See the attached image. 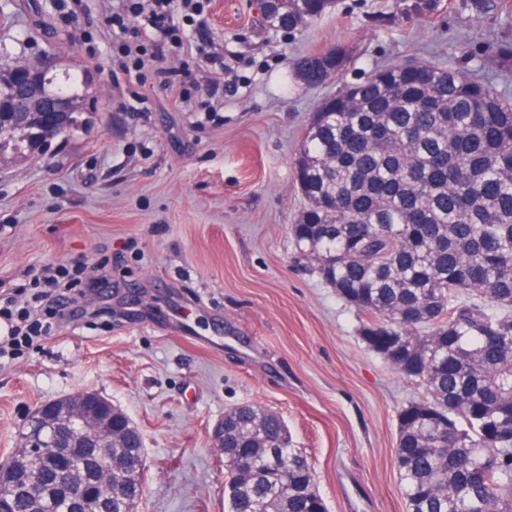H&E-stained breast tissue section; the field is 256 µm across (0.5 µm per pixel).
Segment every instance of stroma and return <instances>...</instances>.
<instances>
[{
  "mask_svg": "<svg viewBox=\"0 0 512 512\" xmlns=\"http://www.w3.org/2000/svg\"><path fill=\"white\" fill-rule=\"evenodd\" d=\"M106 9L82 0L69 23L62 0H16L0 29L16 56L53 53L58 74L83 76L87 105L74 137L0 153V282L46 264L94 280L112 268L111 287L81 299L86 317L0 362V460L37 405L96 392L143 434L139 512H227L213 429L257 404L309 457L328 512H405L397 415L422 390L368 349L357 311L299 255L294 157L329 92L382 65L431 60L512 100V17L477 0H337L303 30L266 33L253 0H210L205 36L225 69L168 54L199 96L176 110L149 82L146 111L132 112ZM336 45L348 69L304 90L293 60ZM216 84L214 111H201Z\"/></svg>",
  "mask_w": 512,
  "mask_h": 512,
  "instance_id": "35a3bbf8",
  "label": "stroma"
}]
</instances>
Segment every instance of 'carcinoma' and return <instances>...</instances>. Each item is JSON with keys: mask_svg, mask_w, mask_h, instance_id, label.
<instances>
[{"mask_svg": "<svg viewBox=\"0 0 512 512\" xmlns=\"http://www.w3.org/2000/svg\"><path fill=\"white\" fill-rule=\"evenodd\" d=\"M328 0H278L271 31L302 30ZM343 46L299 57L293 73L316 90L349 65ZM0 53L9 109L28 76ZM76 77L51 75L74 101ZM80 129L77 113L53 137ZM32 150L0 125V148ZM305 206L292 225L299 254L362 316L364 342L424 390L398 414L394 467L405 512H512V103L491 85L432 61L376 68L326 97L294 159ZM228 512H327L307 455L282 417L254 405L227 410ZM140 429L122 447L90 448L75 476L83 512H120L110 452L143 465ZM11 512H52L53 474L26 494L33 467L14 455Z\"/></svg>", "mask_w": 512, "mask_h": 512, "instance_id": "carcinoma-1", "label": "carcinoma"}]
</instances>
